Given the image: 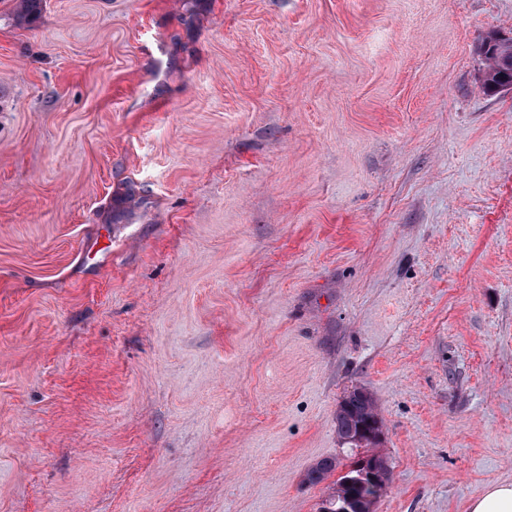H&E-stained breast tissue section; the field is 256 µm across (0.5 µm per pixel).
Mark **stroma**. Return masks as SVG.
<instances>
[{
    "label": "stroma",
    "instance_id": "1",
    "mask_svg": "<svg viewBox=\"0 0 512 512\" xmlns=\"http://www.w3.org/2000/svg\"><path fill=\"white\" fill-rule=\"evenodd\" d=\"M16 3L0 512H321L355 387L374 512L512 480V0ZM483 52V51H482ZM486 62L484 68V82L489 86L493 83H499L504 77L511 80L512 70V47H499L483 52ZM507 72L510 75H506ZM484 83V84H485ZM382 426L373 397L367 391L353 390L344 395L336 410V434L342 443L352 445V439L363 428L373 432L382 431ZM354 470L357 471V474L351 471L350 475H356L348 478V481L361 484H378L384 479L387 471L383 459H372L370 463L365 462L362 467L354 468Z\"/></svg>",
    "mask_w": 512,
    "mask_h": 512
}]
</instances>
